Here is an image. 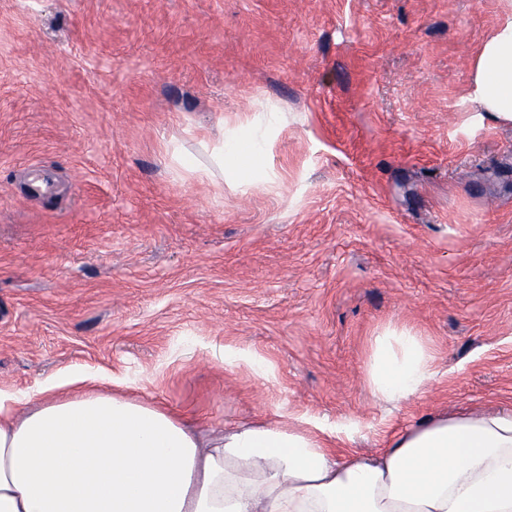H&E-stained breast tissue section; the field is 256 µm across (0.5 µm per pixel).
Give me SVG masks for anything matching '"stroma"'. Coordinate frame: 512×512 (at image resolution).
Here are the masks:
<instances>
[{
	"label": "stroma",
	"mask_w": 512,
	"mask_h": 512,
	"mask_svg": "<svg viewBox=\"0 0 512 512\" xmlns=\"http://www.w3.org/2000/svg\"><path fill=\"white\" fill-rule=\"evenodd\" d=\"M506 7L0 0V388L94 371L205 432L359 421L340 454L512 404V123L469 99ZM252 125L244 176L173 161ZM389 325L436 356L390 411ZM435 354L422 336L386 327L373 336L366 364L371 399L398 406L423 393L435 379Z\"/></svg>",
	"instance_id": "stroma-1"
}]
</instances>
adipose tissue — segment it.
Masks as SVG:
<instances>
[{
    "mask_svg": "<svg viewBox=\"0 0 512 512\" xmlns=\"http://www.w3.org/2000/svg\"><path fill=\"white\" fill-rule=\"evenodd\" d=\"M471 98L512 123V12L483 43ZM423 337L386 327L366 364L371 399L398 406L436 376ZM72 376L0 389V512H512V407L436 413L378 456H337L314 418L204 436L161 405Z\"/></svg>",
    "mask_w": 512,
    "mask_h": 512,
    "instance_id": "ef3b65f1",
    "label": "adipose tissue"
}]
</instances>
